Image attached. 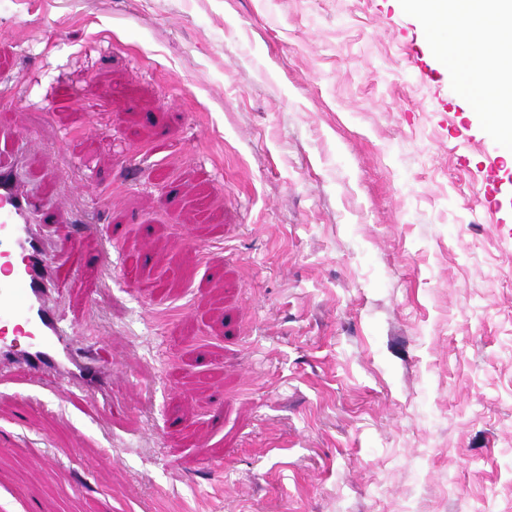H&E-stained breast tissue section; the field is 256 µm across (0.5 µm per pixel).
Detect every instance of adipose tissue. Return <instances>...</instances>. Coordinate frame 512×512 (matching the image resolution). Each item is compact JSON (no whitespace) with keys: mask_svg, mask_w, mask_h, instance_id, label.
I'll return each mask as SVG.
<instances>
[{"mask_svg":"<svg viewBox=\"0 0 512 512\" xmlns=\"http://www.w3.org/2000/svg\"><path fill=\"white\" fill-rule=\"evenodd\" d=\"M417 7L427 21H442L451 39H459V23L492 29L494 37L481 49L485 61L486 81L470 87L468 100L478 110L504 121L512 112V98L502 97L499 92L497 65L502 56L500 44H512V22L503 23L498 16L485 7L483 0H417Z\"/></svg>","mask_w":512,"mask_h":512,"instance_id":"1","label":"adipose tissue"}]
</instances>
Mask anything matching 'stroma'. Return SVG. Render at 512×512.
<instances>
[{"instance_id": "35a3bbf8", "label": "stroma", "mask_w": 512, "mask_h": 512, "mask_svg": "<svg viewBox=\"0 0 512 512\" xmlns=\"http://www.w3.org/2000/svg\"><path fill=\"white\" fill-rule=\"evenodd\" d=\"M428 42L410 0H0V163L91 225L56 302L116 367L0 372V512H512V168Z\"/></svg>"}]
</instances>
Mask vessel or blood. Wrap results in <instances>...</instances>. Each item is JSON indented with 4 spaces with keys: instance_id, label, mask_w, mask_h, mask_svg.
Returning <instances> with one entry per match:
<instances>
[{
    "instance_id": "1",
    "label": "vessel or blood",
    "mask_w": 512,
    "mask_h": 512,
    "mask_svg": "<svg viewBox=\"0 0 512 512\" xmlns=\"http://www.w3.org/2000/svg\"><path fill=\"white\" fill-rule=\"evenodd\" d=\"M492 37L486 28L467 34L464 48L474 75L484 73L479 48ZM51 220L16 170L0 167V367L22 365L32 376L52 374L105 398L112 390L111 367L91 344L76 340L52 301L60 273H77L82 257L75 241L51 243L44 232Z\"/></svg>"
}]
</instances>
